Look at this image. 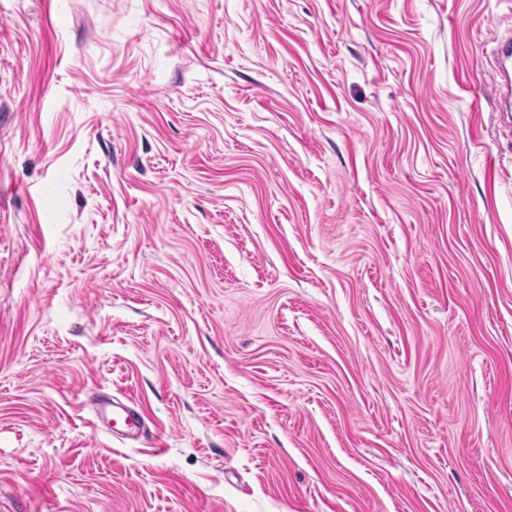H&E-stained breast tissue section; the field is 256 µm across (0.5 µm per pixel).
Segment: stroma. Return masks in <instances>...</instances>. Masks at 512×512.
<instances>
[{"label":"stroma","mask_w":512,"mask_h":512,"mask_svg":"<svg viewBox=\"0 0 512 512\" xmlns=\"http://www.w3.org/2000/svg\"><path fill=\"white\" fill-rule=\"evenodd\" d=\"M508 31L0 0V512H512Z\"/></svg>","instance_id":"35a3bbf8"}]
</instances>
